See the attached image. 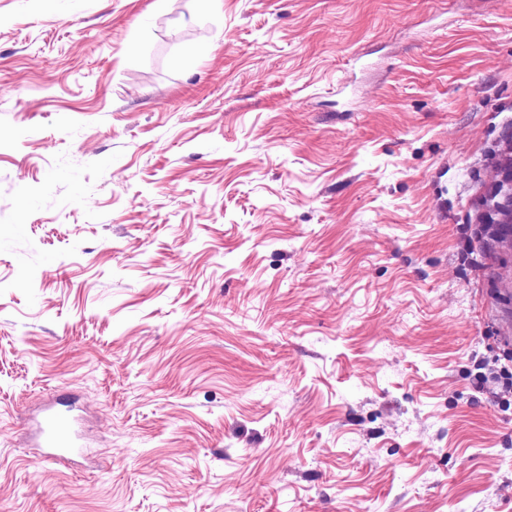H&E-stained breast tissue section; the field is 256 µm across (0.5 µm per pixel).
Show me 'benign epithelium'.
<instances>
[{
    "instance_id": "1",
    "label": "benign epithelium",
    "mask_w": 512,
    "mask_h": 512,
    "mask_svg": "<svg viewBox=\"0 0 512 512\" xmlns=\"http://www.w3.org/2000/svg\"><path fill=\"white\" fill-rule=\"evenodd\" d=\"M476 221L488 224L512 258V139L497 154L493 177L475 205Z\"/></svg>"
}]
</instances>
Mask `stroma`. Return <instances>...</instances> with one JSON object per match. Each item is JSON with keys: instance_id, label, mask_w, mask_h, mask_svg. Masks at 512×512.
<instances>
[{"instance_id": "stroma-1", "label": "stroma", "mask_w": 512, "mask_h": 512, "mask_svg": "<svg viewBox=\"0 0 512 512\" xmlns=\"http://www.w3.org/2000/svg\"><path fill=\"white\" fill-rule=\"evenodd\" d=\"M508 136L512 0H0V512H512ZM478 224H488L495 244H505L512 262V137L497 154L493 177L475 205ZM42 456L52 462H65L82 448L77 420L60 412L51 413L39 428Z\"/></svg>"}]
</instances>
